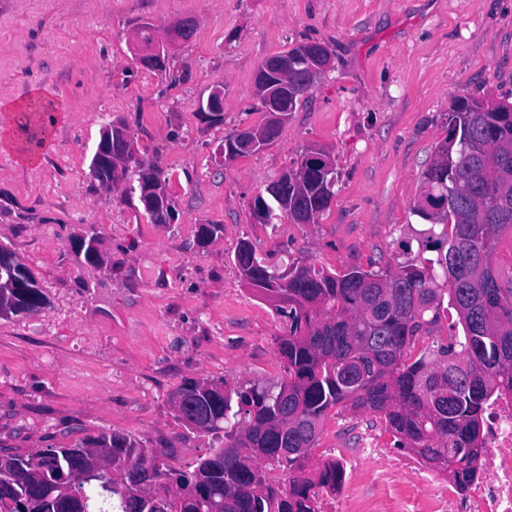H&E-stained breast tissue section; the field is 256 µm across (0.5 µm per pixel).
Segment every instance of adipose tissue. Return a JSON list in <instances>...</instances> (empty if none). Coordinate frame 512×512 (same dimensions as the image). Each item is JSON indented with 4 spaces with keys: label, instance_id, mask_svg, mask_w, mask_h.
I'll list each match as a JSON object with an SVG mask.
<instances>
[{
    "label": "adipose tissue",
    "instance_id": "1",
    "mask_svg": "<svg viewBox=\"0 0 512 512\" xmlns=\"http://www.w3.org/2000/svg\"><path fill=\"white\" fill-rule=\"evenodd\" d=\"M13 119L10 125L0 127V145L17 147L19 159L26 164H35L47 144L46 137H34L38 124L49 125L55 120L54 114L46 110V101L40 93H33L22 102L10 105Z\"/></svg>",
    "mask_w": 512,
    "mask_h": 512
}]
</instances>
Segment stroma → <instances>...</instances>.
I'll return each instance as SVG.
<instances>
[{
    "instance_id": "stroma-1",
    "label": "stroma",
    "mask_w": 512,
    "mask_h": 512,
    "mask_svg": "<svg viewBox=\"0 0 512 512\" xmlns=\"http://www.w3.org/2000/svg\"><path fill=\"white\" fill-rule=\"evenodd\" d=\"M194 36L166 75L129 49L143 22L158 35L185 18ZM299 42L333 53L276 143L231 162L227 132L263 121L255 74ZM224 88V122L198 112ZM41 93L59 106L37 166L0 149V244L49 298L0 319V446L32 452L101 431L193 469L217 445L187 428L171 395L189 380L274 387L283 322L235 263L242 240L272 266L284 256L340 273L383 269L425 248L413 207L458 97L512 101V0H0V102ZM123 119L154 155L176 205L152 224L137 196L98 186L89 163L102 126ZM325 149L336 172L317 224L254 223V197L300 154ZM223 231L200 241L201 224ZM96 230L100 261L81 262ZM408 458L383 419L330 411L315 453L345 467L336 512H416L432 484L374 480L375 449Z\"/></svg>"
}]
</instances>
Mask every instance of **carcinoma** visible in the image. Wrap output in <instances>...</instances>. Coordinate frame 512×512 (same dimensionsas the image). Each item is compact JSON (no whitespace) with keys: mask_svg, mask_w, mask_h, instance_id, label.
<instances>
[{"mask_svg":"<svg viewBox=\"0 0 512 512\" xmlns=\"http://www.w3.org/2000/svg\"><path fill=\"white\" fill-rule=\"evenodd\" d=\"M322 43L275 54L268 84L288 79L283 107L296 111L308 79L305 56ZM324 152L295 166L255 197L261 224L316 222L333 196ZM89 175L132 194L163 179L149 161ZM416 212L448 232L429 230L427 250L384 271L341 274L291 261L266 264L247 240L235 261L243 280L283 318L276 350L285 379L276 388L188 381L173 395L177 419L224 432V444L185 471L124 435L101 432L31 454H0V512H319L322 493L342 486L343 464L314 455L328 412L350 406L379 415L403 448L462 487L477 474L483 416L493 396L512 392V102L460 98L448 131L423 173ZM168 196L145 212L165 224ZM48 299L19 255L0 245V319L34 313ZM457 312L464 340L438 344L414 361L407 352L444 305ZM288 475L283 489L268 468Z\"/></svg>","mask_w":512,"mask_h":512,"instance_id":"cac0c4a2","label":"carcinoma"}]
</instances>
